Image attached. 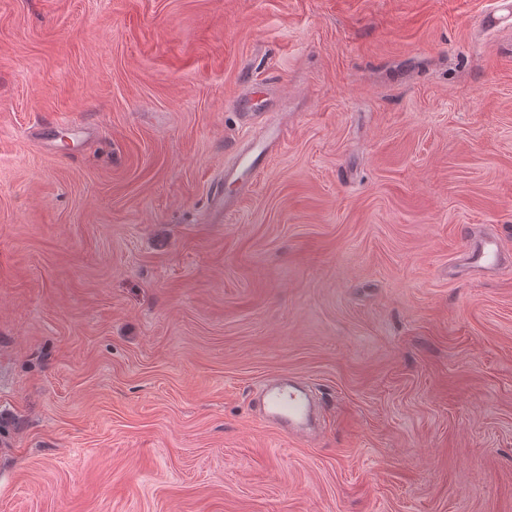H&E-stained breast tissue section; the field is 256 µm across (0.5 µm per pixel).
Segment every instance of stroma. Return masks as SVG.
I'll return each mask as SVG.
<instances>
[{
	"label": "stroma",
	"instance_id": "1",
	"mask_svg": "<svg viewBox=\"0 0 512 512\" xmlns=\"http://www.w3.org/2000/svg\"><path fill=\"white\" fill-rule=\"evenodd\" d=\"M493 3L0 0V512H512ZM474 229L500 272L449 278ZM280 139H283V131L271 128L262 138L241 144L233 164L224 166V180L236 184L240 193L248 189L270 157L272 144ZM263 419L291 437H299V427L307 418L309 403L298 389L288 385L265 386L261 391Z\"/></svg>",
	"mask_w": 512,
	"mask_h": 512
}]
</instances>
